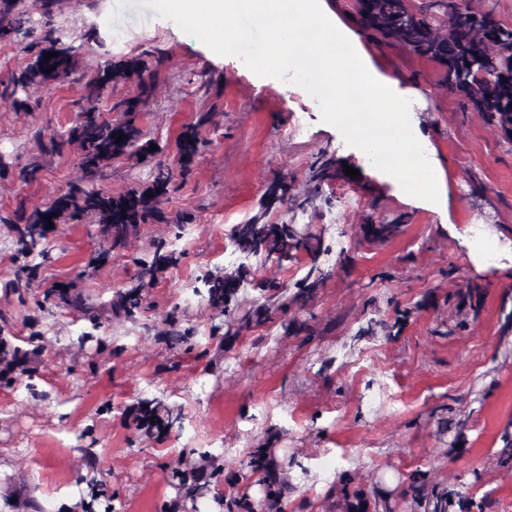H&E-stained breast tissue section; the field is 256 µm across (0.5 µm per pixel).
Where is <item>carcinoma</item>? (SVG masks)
Instances as JSON below:
<instances>
[{
	"mask_svg": "<svg viewBox=\"0 0 512 512\" xmlns=\"http://www.w3.org/2000/svg\"><path fill=\"white\" fill-rule=\"evenodd\" d=\"M61 0H0V40L16 41L26 53V63L6 82H0V99L19 111L30 107V93L68 78L80 85L82 94L75 102L76 120L62 133H46L31 129V140L44 154L62 155L77 147L79 176L69 182L49 203L27 207L24 204L3 216L0 223L10 232V246L18 272L14 278L0 282V292L14 294L20 303L33 301L41 312L67 310L79 315L90 330L77 337L82 346L114 317L134 319L149 309L148 289L163 274L179 263L181 253L174 241L189 223L187 214L170 213L164 205L178 189V178L192 172L204 139L202 128L219 129L215 114L204 112L194 123L183 126L175 154L177 166L158 160L148 182L118 193L99 188V183L112 175V163L154 157L162 149L150 150L157 141L148 137L139 121L142 106L155 94L153 72L142 56L114 59L104 52L103 65L91 78L80 72L84 43L69 39L55 19ZM350 16L362 35L370 42L398 46L440 67L441 85L468 110L479 113L495 126L503 141L512 147V25L502 23L491 10L473 9L467 0H351ZM54 57L45 59V54ZM139 77V92L133 97L112 101V120L100 112L97 102L105 86L119 83L129 75ZM122 142H117L119 135ZM339 177L331 161L317 164L313 181L321 187ZM285 203V194L274 184L266 192L261 211L243 224L232 225L229 239L242 261L233 270L215 268L197 278L201 287L194 289L206 304L236 323V333L258 327L284 316L285 332L300 333L307 323L286 315L291 307L300 310L314 303L320 288L332 277L318 264L321 253L329 251L323 237L303 232L296 224H272L267 214L275 204ZM51 217L48 227L45 217ZM94 218L101 239L98 252L89 260L77 280L43 286L37 282L39 269L54 259V241L59 227ZM145 224H170V240H152L135 258L134 274L111 297L99 302L77 281L93 276L113 256L126 250ZM402 231V218L386 224H366L364 234L385 241ZM306 252L311 259L305 276L291 289L275 279L256 282L260 303L241 311L231 305L240 287L254 276L253 262L262 261L279 268L297 260ZM5 316L0 315V387L10 388L27 380L35 390L38 364L45 350L44 336L31 332L16 344V337L5 331ZM164 339L173 353L171 368L179 359L195 350L194 329L183 324V311L175 305L167 313ZM136 430L148 436L160 435L182 424V412L164 395H153L137 402L128 411ZM188 455L198 456L194 462H180L171 471L178 494L163 504L161 512H183L184 503H217L224 512H285L288 498L294 492L290 472L304 469L296 456L283 455L278 448H255L248 452L242 468L234 476L224 475L222 455L210 449L191 448ZM409 485L400 496L410 499V512H453L463 506L461 493L455 489L428 487L419 474L408 477ZM250 483L259 487L260 496L248 493L219 496L215 490L224 484ZM342 512H395L396 504L388 496L369 494L362 488L340 489ZM105 500L103 512H112L111 498L104 497L103 485L92 478L86 495L74 504L72 512H94L93 503Z\"/></svg>",
	"mask_w": 512,
	"mask_h": 512,
	"instance_id": "carcinoma-1",
	"label": "carcinoma"
}]
</instances>
